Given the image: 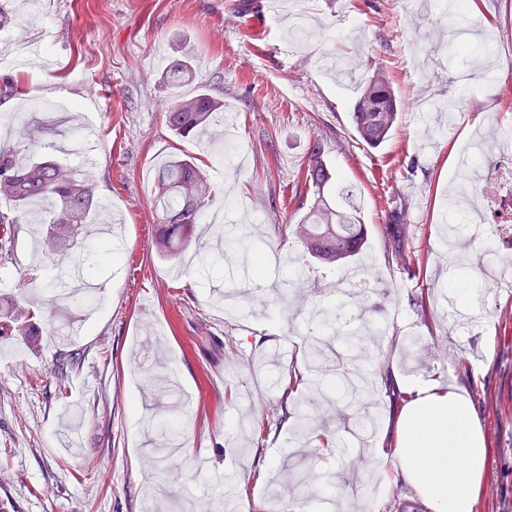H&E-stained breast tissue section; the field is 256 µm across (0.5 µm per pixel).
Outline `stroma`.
<instances>
[{"mask_svg":"<svg viewBox=\"0 0 512 512\" xmlns=\"http://www.w3.org/2000/svg\"><path fill=\"white\" fill-rule=\"evenodd\" d=\"M30 0H0V52L43 38L45 62L0 68L24 109L0 112L9 126L43 120L47 103L80 108L45 133L52 145L74 140L92 110L100 130L98 159L86 167L61 152L73 170L90 169L111 251L98 259V237H78L92 275L90 302L67 282L73 263L48 261L32 247L36 224L23 223L9 259H0V302L31 311L32 336H0V512H218L232 495L236 512H426L394 469L352 475L326 440L351 439L342 415L323 417L299 437L280 408L281 383L303 367V338L335 306L336 270L319 265L284 225L302 222L313 205L303 180L308 149L322 139L338 182L353 187L356 217L368 240L355 265L374 282L341 306L321 377L341 386V366L366 364L341 333L368 325L370 346L398 377L453 380L471 400L491 452L478 512H512V292L482 286L484 321L469 326L455 296L428 311L412 300L454 275L443 214L457 179L462 145L484 137L488 167L512 148L499 143L512 121V0H473L460 37L449 39L437 0H43L27 24ZM457 48L444 51L448 41ZM350 62L352 77L324 66ZM186 63L193 79L237 114L224 139L235 166L212 138L180 140L167 129V70ZM387 71L400 102L388 141H359L350 112L365 82ZM453 99L454 117L419 112ZM198 157L218 193L226 221L209 225L201 257L181 263L155 254L154 178L160 159ZM409 203L408 245L415 276L389 262L377 228L400 200ZM252 216L249 232L275 263L256 273L252 259L221 249L241 227L236 204ZM465 351L466 367L444 356ZM83 350L65 379L53 364ZM405 397L381 392L369 448L397 446Z\"/></svg>","mask_w":512,"mask_h":512,"instance_id":"obj_1","label":"stroma"}]
</instances>
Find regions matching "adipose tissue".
I'll return each instance as SVG.
<instances>
[{"instance_id":"adipose-tissue-1","label":"adipose tissue","mask_w":512,"mask_h":512,"mask_svg":"<svg viewBox=\"0 0 512 512\" xmlns=\"http://www.w3.org/2000/svg\"><path fill=\"white\" fill-rule=\"evenodd\" d=\"M403 409L397 481L431 512H477L490 448L473 405L455 386L415 380Z\"/></svg>"}]
</instances>
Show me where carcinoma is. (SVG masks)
Listing matches in <instances>:
<instances>
[{
  "label": "carcinoma",
  "mask_w": 512,
  "mask_h": 512,
  "mask_svg": "<svg viewBox=\"0 0 512 512\" xmlns=\"http://www.w3.org/2000/svg\"><path fill=\"white\" fill-rule=\"evenodd\" d=\"M191 69L181 64L169 70L166 81L176 90L189 77ZM224 111V103L207 91L199 90L192 96L176 95L170 99L165 112L166 125L178 139L205 135L216 125L217 115ZM397 119V100L391 90L388 76L376 72L369 78L353 106L352 128L367 146L375 148L386 142ZM18 137L35 147L33 158L17 161L18 149L12 143ZM324 145L315 140L310 146L308 163L304 170L305 182L316 195L308 223L295 230L307 253L321 265L337 269L348 263L361 248L367 232L364 225L348 214L336 210L330 202V192L338 188L335 175L324 159ZM156 202L160 218L156 224L153 245L156 252L169 260H180L187 248L196 243L195 231L203 217L216 203V195L205 173L192 155L175 156L162 165L155 177ZM45 197L51 207L40 216L39 223L47 225L43 239L45 254L65 256L79 234L81 224L99 205L96 183L87 174H79L65 167L53 153V145L38 141L36 130L25 125L10 130L0 144V200L12 204V210L0 211V253L9 255L20 215L27 214L30 199ZM382 235L394 243L391 258L412 275L417 259L406 249V207L393 212L380 225ZM84 353H62L56 360L59 377L78 368ZM309 379L299 373L289 375L282 388L281 404L295 405V427L308 432L311 416L306 405L295 400L298 386Z\"/></svg>",
  "instance_id": "obj_1"
}]
</instances>
